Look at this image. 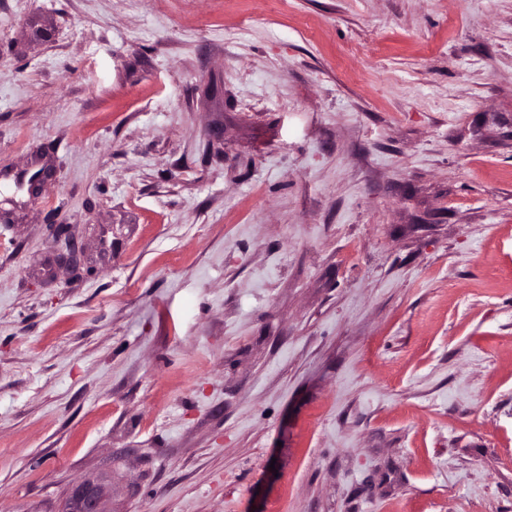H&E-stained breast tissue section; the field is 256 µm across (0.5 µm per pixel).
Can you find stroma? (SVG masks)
<instances>
[{"label":"stroma","instance_id":"stroma-1","mask_svg":"<svg viewBox=\"0 0 512 512\" xmlns=\"http://www.w3.org/2000/svg\"><path fill=\"white\" fill-rule=\"evenodd\" d=\"M94 477L512 512V0H0V512Z\"/></svg>","mask_w":512,"mask_h":512}]
</instances>
